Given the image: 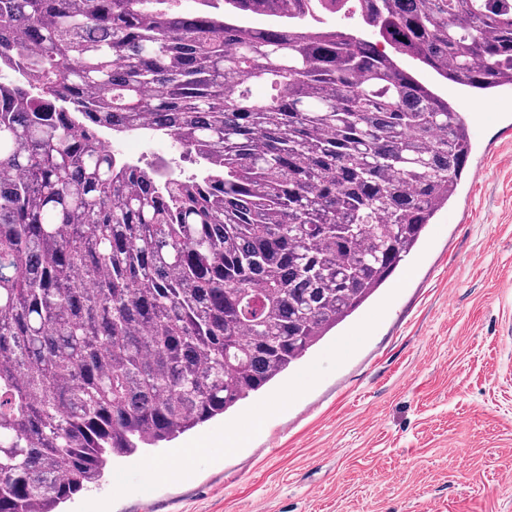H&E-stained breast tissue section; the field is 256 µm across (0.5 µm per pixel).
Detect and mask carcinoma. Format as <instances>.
Listing matches in <instances>:
<instances>
[{"label": "carcinoma", "mask_w": 512, "mask_h": 512, "mask_svg": "<svg viewBox=\"0 0 512 512\" xmlns=\"http://www.w3.org/2000/svg\"><path fill=\"white\" fill-rule=\"evenodd\" d=\"M178 2L0 0V512L226 415L391 277L471 154L408 61L512 85V0ZM141 155L150 161L153 154L167 156L170 161H174L179 167H184L186 172H190L191 166L180 159V152L171 141L147 140L143 142ZM140 155V156H141Z\"/></svg>", "instance_id": "carcinoma-1"}]
</instances>
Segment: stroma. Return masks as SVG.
<instances>
[{
	"label": "stroma",
	"mask_w": 512,
	"mask_h": 512,
	"mask_svg": "<svg viewBox=\"0 0 512 512\" xmlns=\"http://www.w3.org/2000/svg\"><path fill=\"white\" fill-rule=\"evenodd\" d=\"M503 94L471 114L480 181L462 182L385 287L267 391L115 461L63 512H512V86ZM309 373L301 399L264 416ZM229 432L241 442L228 452ZM196 448L183 478L149 468ZM118 473L126 489L109 492Z\"/></svg>",
	"instance_id": "stroma-1"
}]
</instances>
